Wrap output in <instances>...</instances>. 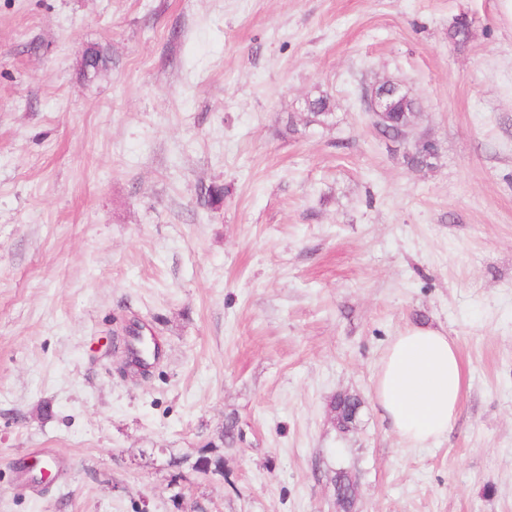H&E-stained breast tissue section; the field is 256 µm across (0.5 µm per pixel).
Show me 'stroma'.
I'll list each match as a JSON object with an SVG mask.
<instances>
[{
    "label": "stroma",
    "mask_w": 512,
    "mask_h": 512,
    "mask_svg": "<svg viewBox=\"0 0 512 512\" xmlns=\"http://www.w3.org/2000/svg\"><path fill=\"white\" fill-rule=\"evenodd\" d=\"M386 76L405 140L364 110ZM418 324L466 382L412 448L373 379ZM339 469L353 512H512V0H0V512H340ZM112 58L109 54L99 47L89 48L87 57L82 58L81 69L83 76H94L101 70L106 69L111 63ZM134 338L135 336L132 335L128 340L130 359L138 364L143 371H148L161 357L164 350V342L158 336H150L151 340L149 352L142 353L139 357L133 346L134 344L137 345V343L134 341Z\"/></svg>",
    "instance_id": "35a3bbf8"
}]
</instances>
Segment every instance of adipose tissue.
<instances>
[{"mask_svg":"<svg viewBox=\"0 0 512 512\" xmlns=\"http://www.w3.org/2000/svg\"><path fill=\"white\" fill-rule=\"evenodd\" d=\"M464 383L453 341L441 329L412 325L393 338L378 363L374 396L401 439L422 446L447 433Z\"/></svg>","mask_w":512,"mask_h":512,"instance_id":"obj_1","label":"adipose tissue"}]
</instances>
